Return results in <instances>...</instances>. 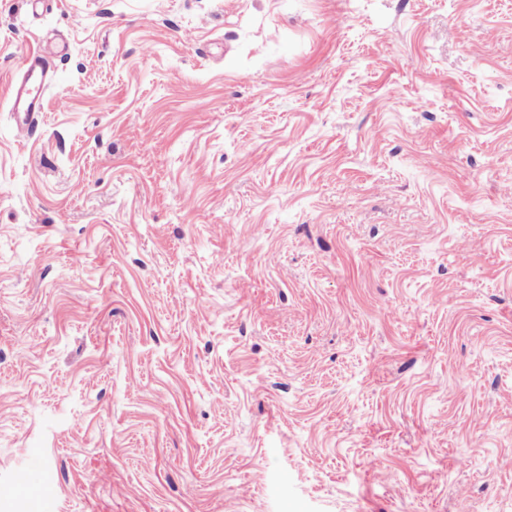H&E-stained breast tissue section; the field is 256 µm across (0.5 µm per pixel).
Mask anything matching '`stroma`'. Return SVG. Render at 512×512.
<instances>
[{
  "instance_id": "35a3bbf8",
  "label": "stroma",
  "mask_w": 512,
  "mask_h": 512,
  "mask_svg": "<svg viewBox=\"0 0 512 512\" xmlns=\"http://www.w3.org/2000/svg\"><path fill=\"white\" fill-rule=\"evenodd\" d=\"M0 512H512V0H0ZM20 57L25 61V69L13 85L10 112L17 129L29 134L39 113L43 112L44 96L54 85L55 74L45 55L23 47Z\"/></svg>"
}]
</instances>
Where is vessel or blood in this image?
Returning a JSON list of instances; mask_svg holds the SVG:
<instances>
[{"label": "vessel or blood", "instance_id": "vessel-or-blood-1", "mask_svg": "<svg viewBox=\"0 0 512 512\" xmlns=\"http://www.w3.org/2000/svg\"><path fill=\"white\" fill-rule=\"evenodd\" d=\"M20 57L25 62V69L13 85L10 112L17 129L26 134L43 110L44 96L53 86L55 74L45 55L25 49Z\"/></svg>", "mask_w": 512, "mask_h": 512}]
</instances>
